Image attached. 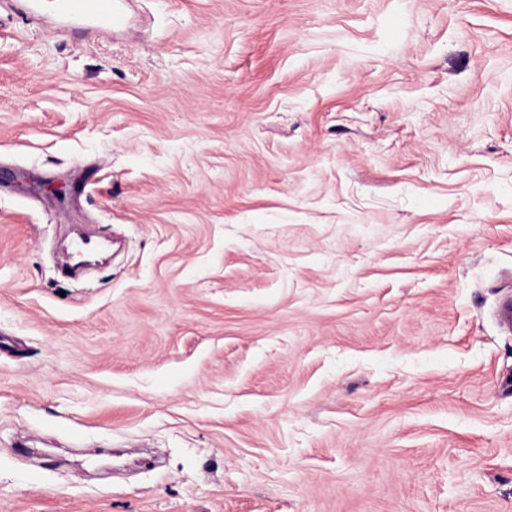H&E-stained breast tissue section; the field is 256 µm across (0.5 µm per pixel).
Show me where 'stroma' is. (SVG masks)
Wrapping results in <instances>:
<instances>
[{
  "label": "stroma",
  "instance_id": "stroma-1",
  "mask_svg": "<svg viewBox=\"0 0 512 512\" xmlns=\"http://www.w3.org/2000/svg\"><path fill=\"white\" fill-rule=\"evenodd\" d=\"M127 12L0 5V512H512V0Z\"/></svg>",
  "mask_w": 512,
  "mask_h": 512
}]
</instances>
